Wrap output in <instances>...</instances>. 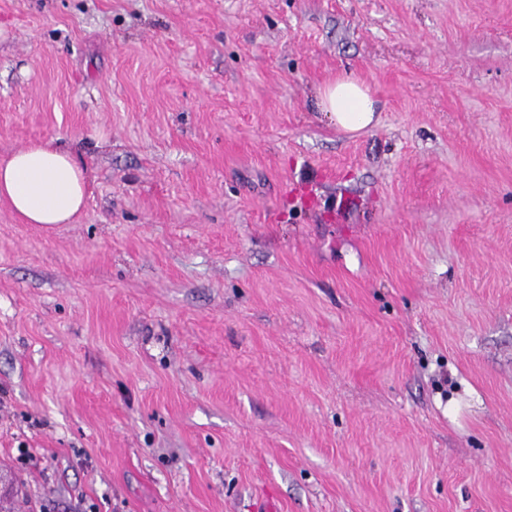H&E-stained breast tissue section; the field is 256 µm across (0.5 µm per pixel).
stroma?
Instances as JSON below:
<instances>
[{
	"instance_id": "35a3bbf8",
	"label": "stroma",
	"mask_w": 512,
	"mask_h": 512,
	"mask_svg": "<svg viewBox=\"0 0 512 512\" xmlns=\"http://www.w3.org/2000/svg\"><path fill=\"white\" fill-rule=\"evenodd\" d=\"M353 73L379 123L330 125ZM7 512H512V0H0ZM319 111L343 132H360L379 119L377 100L370 87L352 75L340 76L318 89ZM87 189L85 168L53 140L0 160V201L26 224H71L84 208Z\"/></svg>"
}]
</instances>
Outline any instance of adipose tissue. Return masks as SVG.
Masks as SVG:
<instances>
[{
	"label": "adipose tissue",
	"mask_w": 512,
	"mask_h": 512,
	"mask_svg": "<svg viewBox=\"0 0 512 512\" xmlns=\"http://www.w3.org/2000/svg\"><path fill=\"white\" fill-rule=\"evenodd\" d=\"M319 111L343 132L373 127L379 116L370 87L352 75L318 89ZM85 169L70 151L54 141H40L0 160V201L27 224H68L87 197Z\"/></svg>",
	"instance_id": "1"
}]
</instances>
